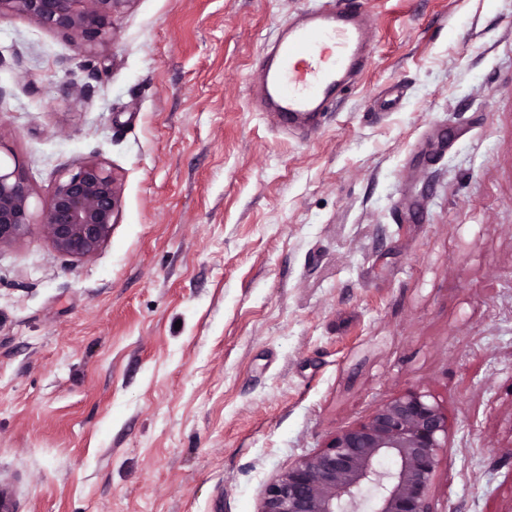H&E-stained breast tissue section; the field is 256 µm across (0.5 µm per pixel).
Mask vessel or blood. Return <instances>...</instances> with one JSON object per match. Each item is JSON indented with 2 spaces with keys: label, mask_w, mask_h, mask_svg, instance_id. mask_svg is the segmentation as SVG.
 I'll return each instance as SVG.
<instances>
[{
  "label": "vessel or blood",
  "mask_w": 512,
  "mask_h": 512,
  "mask_svg": "<svg viewBox=\"0 0 512 512\" xmlns=\"http://www.w3.org/2000/svg\"><path fill=\"white\" fill-rule=\"evenodd\" d=\"M372 15L354 0H311L300 18L279 29L261 55L260 94L282 123L317 127L346 80L366 59Z\"/></svg>",
  "instance_id": "obj_1"
}]
</instances>
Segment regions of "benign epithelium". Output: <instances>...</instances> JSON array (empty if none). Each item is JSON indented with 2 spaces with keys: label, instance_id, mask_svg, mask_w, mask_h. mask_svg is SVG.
<instances>
[{
  "label": "benign epithelium",
  "instance_id": "7a95c632",
  "mask_svg": "<svg viewBox=\"0 0 512 512\" xmlns=\"http://www.w3.org/2000/svg\"><path fill=\"white\" fill-rule=\"evenodd\" d=\"M131 0H0V20L23 16L69 33L80 53L98 56L112 43V14ZM31 189L18 158H0V248L23 239L39 223L57 252L88 259L110 238L120 190L112 169L98 160L78 163L59 179L35 220ZM448 424L416 391L377 406L362 423L334 433L265 487L258 512H360L361 491H374L372 512H431L430 494ZM398 460L394 471L379 459Z\"/></svg>",
  "mask_w": 512,
  "mask_h": 512
}]
</instances>
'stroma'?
Wrapping results in <instances>:
<instances>
[{"instance_id": "35a3bbf8", "label": "stroma", "mask_w": 512, "mask_h": 512, "mask_svg": "<svg viewBox=\"0 0 512 512\" xmlns=\"http://www.w3.org/2000/svg\"><path fill=\"white\" fill-rule=\"evenodd\" d=\"M306 4L130 0L98 57L0 20L32 209L86 159L122 194L93 258L0 249L20 512H258L411 390L448 418L432 512H512V0H367V67L287 133L253 91Z\"/></svg>"}]
</instances>
